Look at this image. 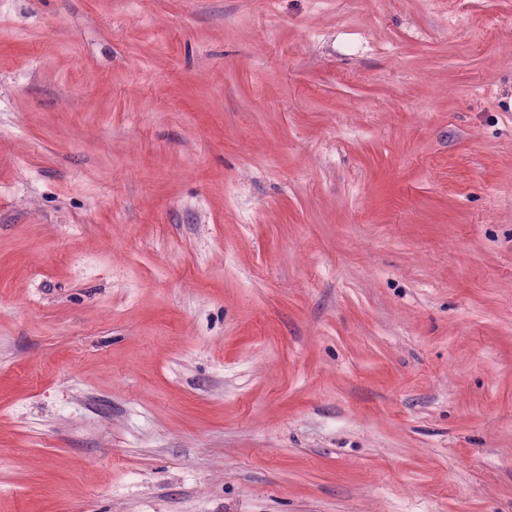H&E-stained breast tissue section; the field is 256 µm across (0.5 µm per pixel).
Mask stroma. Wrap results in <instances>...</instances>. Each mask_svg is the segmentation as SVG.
Returning <instances> with one entry per match:
<instances>
[{"mask_svg": "<svg viewBox=\"0 0 512 512\" xmlns=\"http://www.w3.org/2000/svg\"><path fill=\"white\" fill-rule=\"evenodd\" d=\"M0 512H512V0H0Z\"/></svg>", "mask_w": 512, "mask_h": 512, "instance_id": "35a3bbf8", "label": "stroma"}]
</instances>
